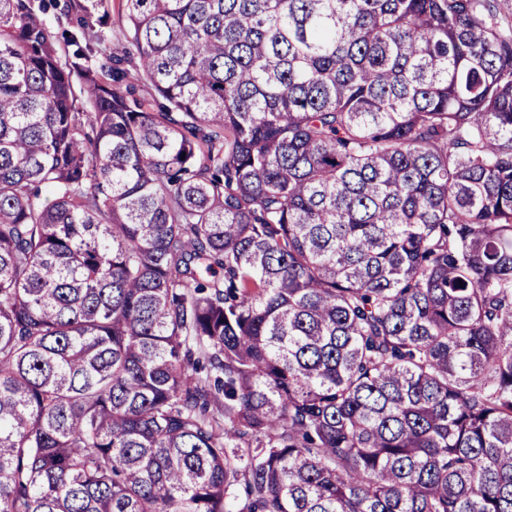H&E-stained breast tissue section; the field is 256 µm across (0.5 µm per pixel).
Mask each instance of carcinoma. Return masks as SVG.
Segmentation results:
<instances>
[{
	"mask_svg": "<svg viewBox=\"0 0 512 512\" xmlns=\"http://www.w3.org/2000/svg\"><path fill=\"white\" fill-rule=\"evenodd\" d=\"M121 4L0 0V512H512L509 0Z\"/></svg>",
	"mask_w": 512,
	"mask_h": 512,
	"instance_id": "cac0c4a2",
	"label": "carcinoma"
}]
</instances>
